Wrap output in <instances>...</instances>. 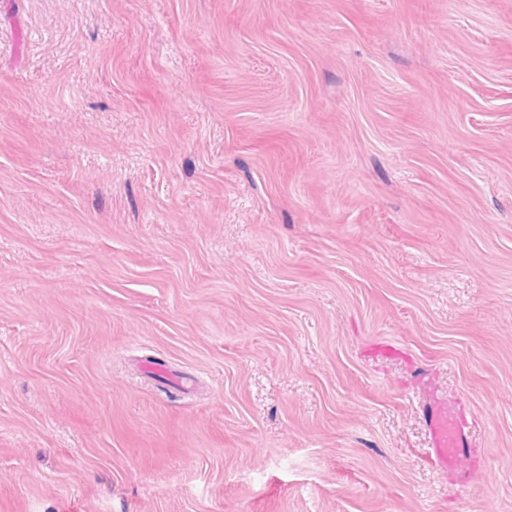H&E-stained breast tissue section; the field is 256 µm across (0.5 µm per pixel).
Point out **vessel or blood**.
<instances>
[{"label":"vessel or blood","instance_id":"1","mask_svg":"<svg viewBox=\"0 0 512 512\" xmlns=\"http://www.w3.org/2000/svg\"><path fill=\"white\" fill-rule=\"evenodd\" d=\"M418 414L425 428L428 459L441 474L455 476L472 446L469 428L428 376H420Z\"/></svg>","mask_w":512,"mask_h":512}]
</instances>
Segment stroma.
<instances>
[{
    "label": "stroma",
    "mask_w": 512,
    "mask_h": 512,
    "mask_svg": "<svg viewBox=\"0 0 512 512\" xmlns=\"http://www.w3.org/2000/svg\"><path fill=\"white\" fill-rule=\"evenodd\" d=\"M0 512H512V0H0ZM417 407L428 442V459L441 474L455 476L472 448L466 423L425 373L419 377Z\"/></svg>",
    "instance_id": "stroma-1"
}]
</instances>
